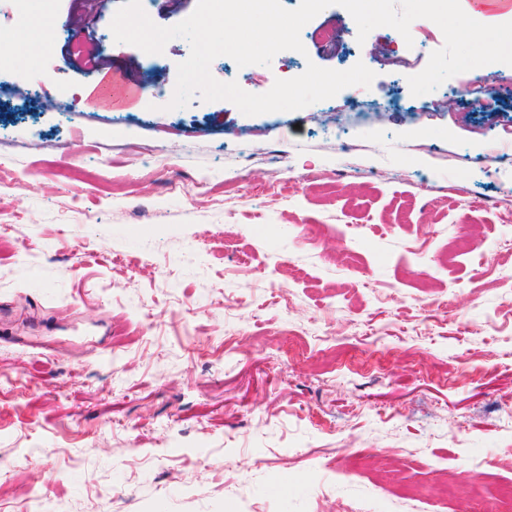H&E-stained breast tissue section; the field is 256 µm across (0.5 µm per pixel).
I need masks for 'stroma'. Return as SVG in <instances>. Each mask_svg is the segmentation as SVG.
Returning a JSON list of instances; mask_svg holds the SVG:
<instances>
[{
	"mask_svg": "<svg viewBox=\"0 0 512 512\" xmlns=\"http://www.w3.org/2000/svg\"><path fill=\"white\" fill-rule=\"evenodd\" d=\"M121 4L55 0L45 39L27 22L41 0H0L16 37L0 71V507L497 512L512 485V100L479 86L512 87V66L412 95L440 28L361 43L337 5L311 24H336L340 50L212 61L253 94L259 77L364 63L372 117L345 154L324 150L322 113L352 112L349 95L169 109L190 47L152 59L115 42ZM395 51L406 69L378 64ZM106 74L139 96L99 103ZM460 84L476 93L448 108Z\"/></svg>",
	"mask_w": 512,
	"mask_h": 512,
	"instance_id": "35a3bbf8",
	"label": "stroma"
}]
</instances>
